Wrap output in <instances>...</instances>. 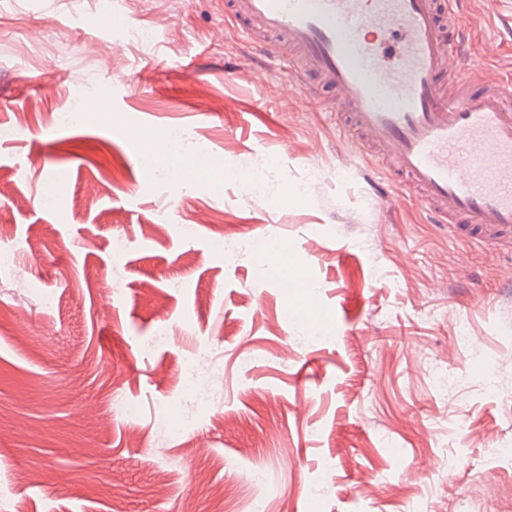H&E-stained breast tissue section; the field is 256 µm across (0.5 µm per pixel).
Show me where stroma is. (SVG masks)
I'll list each match as a JSON object with an SVG mask.
<instances>
[{
	"instance_id": "1",
	"label": "stroma",
	"mask_w": 512,
	"mask_h": 512,
	"mask_svg": "<svg viewBox=\"0 0 512 512\" xmlns=\"http://www.w3.org/2000/svg\"><path fill=\"white\" fill-rule=\"evenodd\" d=\"M0 0V512H512V246L471 244L390 203L372 163L291 72L224 32V0ZM512 0H468L473 57L512 84ZM76 127L55 124L72 100ZM178 128L219 180L144 167ZM351 165L350 178L336 170ZM266 171L269 194L248 184ZM64 180H55L57 170ZM285 245L310 285L210 228ZM125 238L115 254L112 242ZM53 297L54 311L42 307ZM317 306L312 327L284 304ZM496 355L468 375L458 321ZM214 372L193 412L188 360ZM447 368V394L429 372Z\"/></svg>"
}]
</instances>
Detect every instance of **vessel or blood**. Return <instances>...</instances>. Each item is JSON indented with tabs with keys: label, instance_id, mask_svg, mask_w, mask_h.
<instances>
[{
	"label": "vessel or blood",
	"instance_id": "b4317fda",
	"mask_svg": "<svg viewBox=\"0 0 512 512\" xmlns=\"http://www.w3.org/2000/svg\"><path fill=\"white\" fill-rule=\"evenodd\" d=\"M458 0H224L238 35L289 66L375 163L460 236L512 243V85L488 76Z\"/></svg>",
	"mask_w": 512,
	"mask_h": 512
}]
</instances>
